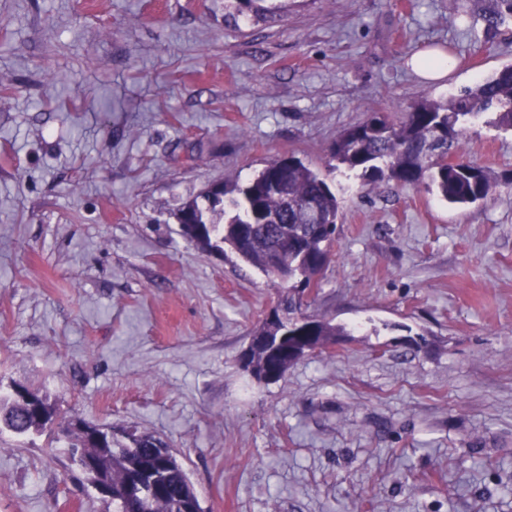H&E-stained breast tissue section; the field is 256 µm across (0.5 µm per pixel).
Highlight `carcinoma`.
<instances>
[{
	"label": "carcinoma",
	"mask_w": 512,
	"mask_h": 512,
	"mask_svg": "<svg viewBox=\"0 0 512 512\" xmlns=\"http://www.w3.org/2000/svg\"><path fill=\"white\" fill-rule=\"evenodd\" d=\"M512 18V0H495L484 16L488 29ZM491 113L489 124L512 130V65L449 99L425 100L395 120L384 112H372L363 121L344 129L331 147L332 158L356 174L364 185L394 181L403 187L425 185L441 200L469 205L491 199L499 179L487 167L465 160L459 145L475 121ZM189 214L200 224L214 226L206 248L230 247L242 260L259 269L278 288L279 322L263 321L256 336H277L287 324L312 326L303 332L313 350L322 351L336 342L340 329L330 320L305 314L307 290L319 285L334 255L340 202L327 176L294 157L268 162L244 183L225 181L180 207L176 220ZM288 271V281H277L276 271ZM292 366L288 347L271 357L266 347L251 354L249 372L284 374ZM53 422L41 423L24 414L14 393L0 395V432L17 436L50 431L68 448L84 444L83 432L71 427L72 417L60 415L50 397ZM129 443L110 440L111 452L102 458L112 488H123L136 465L153 457L167 444L152 434L132 435ZM154 480L143 485L137 498L112 499L114 512H177L180 495L192 483L176 461L159 460Z\"/></svg>",
	"instance_id": "carcinoma-1"
}]
</instances>
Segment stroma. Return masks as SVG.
Here are the masks:
<instances>
[{"label": "stroma", "instance_id": "obj_1", "mask_svg": "<svg viewBox=\"0 0 512 512\" xmlns=\"http://www.w3.org/2000/svg\"><path fill=\"white\" fill-rule=\"evenodd\" d=\"M0 0V391L172 448L203 512H512V134L502 179L328 182L336 254L309 310L344 327L273 382L239 356L277 299L174 214L273 158L327 160L366 113L446 101L512 63L491 0ZM445 49L439 81L415 55ZM0 512H112L46 434H0Z\"/></svg>", "mask_w": 512, "mask_h": 512}]
</instances>
